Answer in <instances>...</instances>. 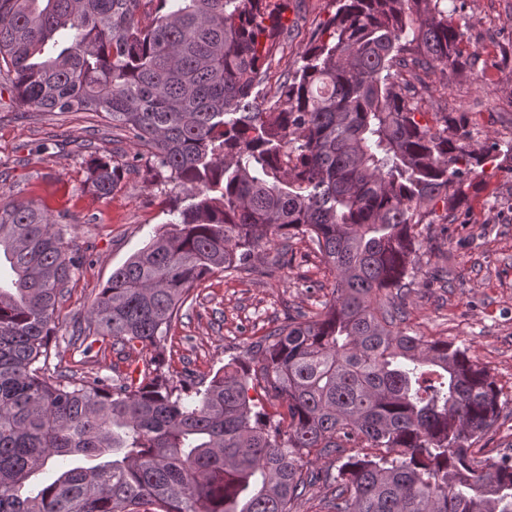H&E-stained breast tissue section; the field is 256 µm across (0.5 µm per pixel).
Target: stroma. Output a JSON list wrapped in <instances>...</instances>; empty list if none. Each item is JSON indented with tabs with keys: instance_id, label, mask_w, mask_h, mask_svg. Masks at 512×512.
I'll list each match as a JSON object with an SVG mask.
<instances>
[{
	"instance_id": "1",
	"label": "stroma",
	"mask_w": 512,
	"mask_h": 512,
	"mask_svg": "<svg viewBox=\"0 0 512 512\" xmlns=\"http://www.w3.org/2000/svg\"><path fill=\"white\" fill-rule=\"evenodd\" d=\"M455 19L465 42L479 53L475 66L458 72L433 92L430 112L463 113L473 146L512 140V0H457ZM335 11L331 0H288V36L272 59L264 90L276 87L285 67H297L311 32ZM118 165L138 167L118 182L111 197L87 187L90 152ZM172 186L155 169L145 147L93 112H29L0 88V202L34 200L45 206L70 248L86 253L57 307L58 339L50 371L90 377L129 372L141 353L123 355L111 338L82 352L69 339L113 271L141 249L165 223ZM423 272L448 267V287L413 286L404 301L410 334L467 347L485 365L501 395L493 429L479 442L484 463L512 455V174L491 166L478 174L468 197L447 224L419 226ZM294 258L273 276L218 272L195 285L172 323L162 368L171 384L184 371L209 381L230 358L281 323L287 310L320 312L334 276L303 240Z\"/></svg>"
}]
</instances>
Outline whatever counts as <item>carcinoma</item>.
Segmentation results:
<instances>
[{
	"label": "carcinoma",
	"mask_w": 512,
	"mask_h": 512,
	"mask_svg": "<svg viewBox=\"0 0 512 512\" xmlns=\"http://www.w3.org/2000/svg\"><path fill=\"white\" fill-rule=\"evenodd\" d=\"M288 0H0V81L29 112H96L150 149L176 195L149 243L112 272L74 337L152 352L138 378L45 374L56 311L85 257L33 201L0 204V512H512V461L481 465L500 389L467 349L401 328L382 299L417 282L416 228L455 210L512 140L470 148L463 115L417 119L407 70L448 77L477 52L456 0H334L302 65L253 89ZM112 195L123 167L87 161ZM443 214H438V211ZM306 236L334 274L309 318L288 314L206 385L154 374L206 276L269 275ZM279 243L267 267L254 264ZM260 386L278 419L255 410ZM342 460L337 472L311 456ZM87 463L30 486L57 457Z\"/></svg>",
	"instance_id": "1"
}]
</instances>
